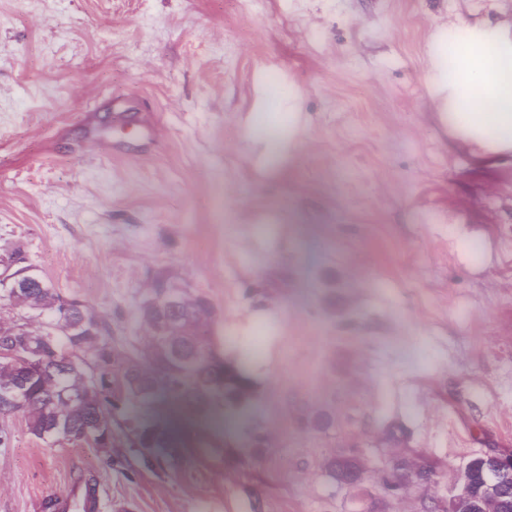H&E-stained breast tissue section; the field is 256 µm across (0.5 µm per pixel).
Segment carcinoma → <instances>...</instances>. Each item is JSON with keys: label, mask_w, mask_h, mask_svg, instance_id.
<instances>
[{"label": "carcinoma", "mask_w": 512, "mask_h": 512, "mask_svg": "<svg viewBox=\"0 0 512 512\" xmlns=\"http://www.w3.org/2000/svg\"><path fill=\"white\" fill-rule=\"evenodd\" d=\"M28 282L24 297L30 309L46 323L62 322L70 331L50 343L29 329L14 325L4 332L28 334L40 368L27 379V405L22 411L29 431L53 446L82 440L81 430L93 419L100 420L109 439L127 437L134 448L150 461L154 452L174 447L172 438L159 425L141 421L126 413L127 405L154 403L158 390L166 400L193 413H204L217 404L236 405L247 398L246 378L234 366L224 363L223 353L213 346V308L199 294L182 288L177 299L154 301L157 283L168 276L157 275L149 293L137 304L134 319L142 332L143 346L123 357L106 337V325L83 303H60V293L31 266L22 265ZM71 354L72 367L59 364ZM99 373V385H86L88 370ZM81 387L84 405L64 411L72 389Z\"/></svg>", "instance_id": "carcinoma-1"}]
</instances>
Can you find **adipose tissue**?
Segmentation results:
<instances>
[{
	"label": "adipose tissue",
	"mask_w": 512,
	"mask_h": 512,
	"mask_svg": "<svg viewBox=\"0 0 512 512\" xmlns=\"http://www.w3.org/2000/svg\"><path fill=\"white\" fill-rule=\"evenodd\" d=\"M451 89L450 110L467 127L512 140V41L491 34L471 36L456 55L454 76L436 71Z\"/></svg>",
	"instance_id": "obj_1"
}]
</instances>
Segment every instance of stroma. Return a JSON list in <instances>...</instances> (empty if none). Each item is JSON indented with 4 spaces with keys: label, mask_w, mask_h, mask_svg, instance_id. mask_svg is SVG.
I'll return each instance as SVG.
<instances>
[{
    "label": "stroma",
    "mask_w": 512,
    "mask_h": 512,
    "mask_svg": "<svg viewBox=\"0 0 512 512\" xmlns=\"http://www.w3.org/2000/svg\"><path fill=\"white\" fill-rule=\"evenodd\" d=\"M474 26L512 39V0H0V253L123 354L168 275L250 381L231 418L168 406L149 464L0 415V512L88 479L111 512H450L471 457L512 455V151L431 83ZM398 460L431 481L386 493Z\"/></svg>",
    "instance_id": "1"
}]
</instances>
